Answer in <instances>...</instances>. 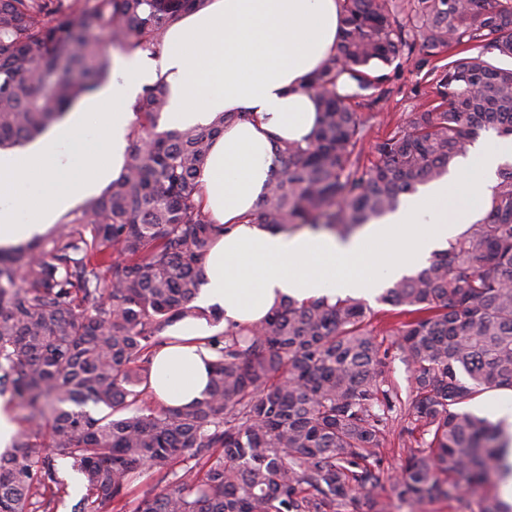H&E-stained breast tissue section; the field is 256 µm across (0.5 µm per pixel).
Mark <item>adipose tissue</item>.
Instances as JSON below:
<instances>
[{
    "instance_id": "adipose-tissue-1",
    "label": "adipose tissue",
    "mask_w": 512,
    "mask_h": 512,
    "mask_svg": "<svg viewBox=\"0 0 512 512\" xmlns=\"http://www.w3.org/2000/svg\"><path fill=\"white\" fill-rule=\"evenodd\" d=\"M340 11L341 0H207L169 29L157 57L140 50L116 57L109 77L41 137L0 150V249L45 235L120 177L133 106L145 87L163 81L167 128L204 127L222 112L246 115L225 124L200 177L206 210L227 231L208 252L195 304L223 311L221 325L258 324L290 298H370L420 268L477 220L499 169L512 162V138L478 141L446 178L345 239L249 221L275 144L304 142L317 125L319 103L304 85L336 48ZM218 326L198 317L169 328L181 342L153 359L159 404L185 407L202 397L214 354L196 341Z\"/></svg>"
}]
</instances>
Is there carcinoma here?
<instances>
[{"label": "carcinoma", "instance_id": "cac0c4a2", "mask_svg": "<svg viewBox=\"0 0 512 512\" xmlns=\"http://www.w3.org/2000/svg\"><path fill=\"white\" fill-rule=\"evenodd\" d=\"M206 0H0V148L41 136L109 74L102 39L156 53ZM336 51L305 89L322 103L305 144L275 148L250 222L342 237L441 180L481 133L512 138V0H343ZM448 53V63L435 58ZM434 75L361 164L367 120L351 101L380 88L400 55ZM346 74L352 93L337 91ZM167 89L147 87L120 179L57 225L51 248L0 252V396L28 411L0 452V512H53L57 461L83 475L77 512H126L141 473L157 483L133 512H336L377 486L372 460L401 420L403 501L464 500L512 472L502 424L463 406L512 390V165L477 223L379 296L400 318L385 329L412 366L410 393L382 370L360 300L297 302L260 324L206 340L207 396L184 409L154 403L151 361L176 343L204 260L226 227L204 209L199 178L224 124L158 130Z\"/></svg>", "mask_w": 512, "mask_h": 512}]
</instances>
